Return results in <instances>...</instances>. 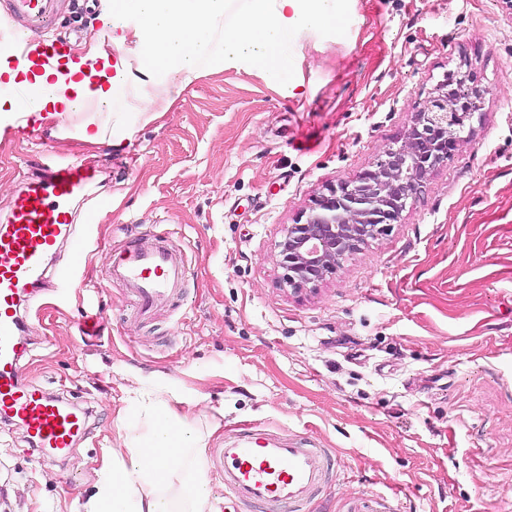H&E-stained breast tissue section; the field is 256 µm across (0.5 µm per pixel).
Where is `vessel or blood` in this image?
I'll return each mask as SVG.
<instances>
[{
  "instance_id": "1",
  "label": "vessel or blood",
  "mask_w": 512,
  "mask_h": 512,
  "mask_svg": "<svg viewBox=\"0 0 512 512\" xmlns=\"http://www.w3.org/2000/svg\"><path fill=\"white\" fill-rule=\"evenodd\" d=\"M14 30L51 33L60 0H0ZM64 42L49 38L40 52L28 41L15 40V56L39 67L60 57ZM96 172L75 163L44 165L24 181L12 198L7 223L0 224V415L20 420L38 447L63 454L84 428L85 420L59 401L20 383L17 365L24 346L17 307L22 297L40 287L49 260L61 243L74 253L85 247L73 236L69 204L87 197ZM182 262L159 240L142 242L115 261L105 275L131 289L148 312L164 303L185 275ZM224 491L243 506L267 505L292 512L310 501L323 482L324 451L302 442L284 443L255 432L222 448Z\"/></svg>"
}]
</instances>
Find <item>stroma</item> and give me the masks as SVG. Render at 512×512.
Wrapping results in <instances>:
<instances>
[{
	"mask_svg": "<svg viewBox=\"0 0 512 512\" xmlns=\"http://www.w3.org/2000/svg\"><path fill=\"white\" fill-rule=\"evenodd\" d=\"M100 10L65 0L79 51ZM486 87L472 133L388 236L316 288L282 289L277 243L326 188L371 168L457 70ZM295 92L284 95L283 82ZM96 148L52 135L0 142V220L49 161L98 171L96 223L72 205L57 271L22 304L18 374L85 411L66 456L0 421V512H86L125 411L152 385L207 439L262 430L327 453L302 512H512V9L504 0H341L301 33L288 74H204L164 118L136 113ZM160 235L187 276L144 316L106 266Z\"/></svg>",
	"mask_w": 512,
	"mask_h": 512,
	"instance_id": "obj_1",
	"label": "stroma"
}]
</instances>
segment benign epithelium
I'll return each mask as SVG.
<instances>
[{
	"instance_id": "obj_1",
	"label": "benign epithelium",
	"mask_w": 512,
	"mask_h": 512,
	"mask_svg": "<svg viewBox=\"0 0 512 512\" xmlns=\"http://www.w3.org/2000/svg\"><path fill=\"white\" fill-rule=\"evenodd\" d=\"M457 72L456 86L442 84L414 114L404 137L385 148L372 169L328 188L304 222L284 224L278 241L280 283L294 291L336 274L363 246L387 235L423 192L429 176L448 163V147L463 141L457 122L482 109L488 90Z\"/></svg>"
}]
</instances>
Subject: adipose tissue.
I'll list each match as a JSON object with an SVG mask.
<instances>
[{
    "instance_id": "obj_1",
    "label": "adipose tissue",
    "mask_w": 512,
    "mask_h": 512,
    "mask_svg": "<svg viewBox=\"0 0 512 512\" xmlns=\"http://www.w3.org/2000/svg\"><path fill=\"white\" fill-rule=\"evenodd\" d=\"M110 0L109 21L135 20L138 66L113 62L100 40L76 58H62L32 74L31 64L0 49V89L32 84L26 105L0 96V136L18 125L55 123L65 128L84 110L76 138L100 145L121 122L116 105L151 122L174 96H143L158 83L184 89L208 70L248 62L263 71L290 65L297 34L335 23L338 0ZM149 423L145 438L124 434L112 450L100 491L89 512H220L205 474L206 446L187 428L170 400L143 393L136 412Z\"/></svg>"
}]
</instances>
